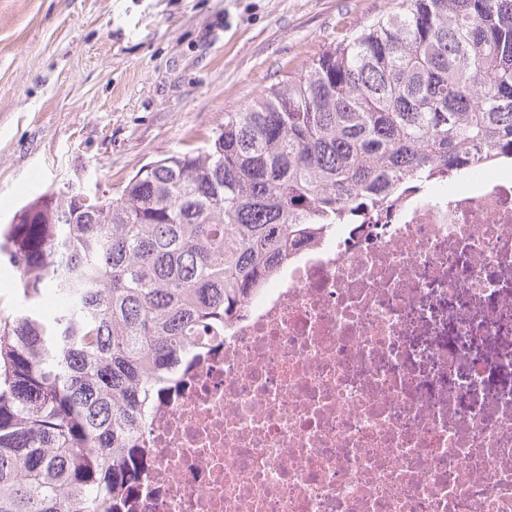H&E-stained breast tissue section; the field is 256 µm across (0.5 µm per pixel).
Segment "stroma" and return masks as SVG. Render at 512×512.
Listing matches in <instances>:
<instances>
[{
    "mask_svg": "<svg viewBox=\"0 0 512 512\" xmlns=\"http://www.w3.org/2000/svg\"><path fill=\"white\" fill-rule=\"evenodd\" d=\"M392 0H0V226L118 194Z\"/></svg>",
    "mask_w": 512,
    "mask_h": 512,
    "instance_id": "obj_1",
    "label": "stroma"
}]
</instances>
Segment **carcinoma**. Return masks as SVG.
Masks as SVG:
<instances>
[{"instance_id":"carcinoma-1","label":"carcinoma","mask_w":512,"mask_h":512,"mask_svg":"<svg viewBox=\"0 0 512 512\" xmlns=\"http://www.w3.org/2000/svg\"><path fill=\"white\" fill-rule=\"evenodd\" d=\"M482 152L512 159V0H400L118 196L28 203L0 230L24 306L0 314V512H122L193 340L290 248Z\"/></svg>"}]
</instances>
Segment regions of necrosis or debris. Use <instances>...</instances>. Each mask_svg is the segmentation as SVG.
Instances as JSON below:
<instances>
[{"mask_svg": "<svg viewBox=\"0 0 512 512\" xmlns=\"http://www.w3.org/2000/svg\"><path fill=\"white\" fill-rule=\"evenodd\" d=\"M126 512H512V172L290 250L152 403Z\"/></svg>", "mask_w": 512, "mask_h": 512, "instance_id": "necrosis-or-debris-1", "label": "necrosis or debris"}]
</instances>
